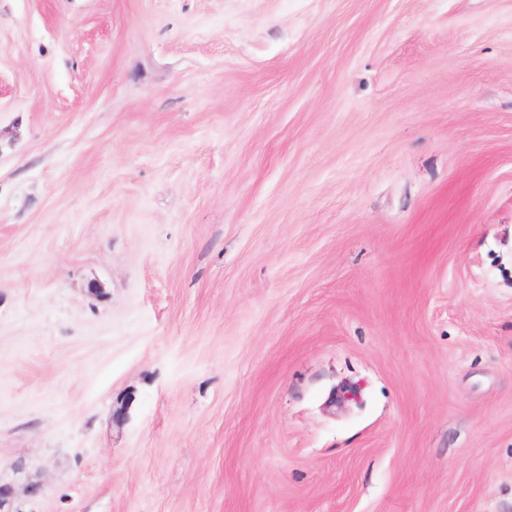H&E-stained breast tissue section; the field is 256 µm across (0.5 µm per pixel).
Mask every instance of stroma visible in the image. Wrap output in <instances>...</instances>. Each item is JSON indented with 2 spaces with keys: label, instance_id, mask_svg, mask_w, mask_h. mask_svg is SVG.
<instances>
[{
  "label": "stroma",
  "instance_id": "1",
  "mask_svg": "<svg viewBox=\"0 0 512 512\" xmlns=\"http://www.w3.org/2000/svg\"><path fill=\"white\" fill-rule=\"evenodd\" d=\"M0 481L512 512V0H0Z\"/></svg>",
  "mask_w": 512,
  "mask_h": 512
}]
</instances>
